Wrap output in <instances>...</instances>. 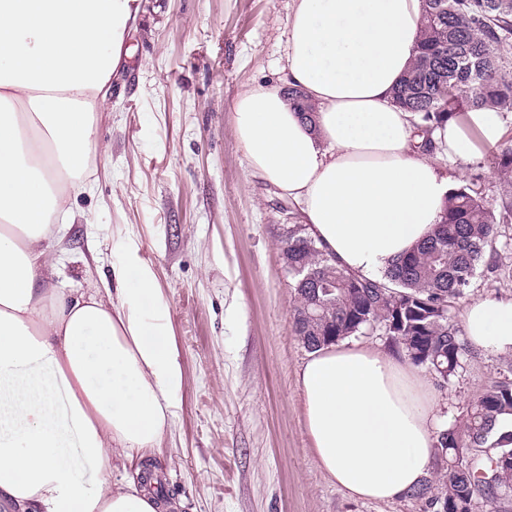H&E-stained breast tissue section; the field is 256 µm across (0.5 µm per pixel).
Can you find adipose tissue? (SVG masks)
<instances>
[{
  "mask_svg": "<svg viewBox=\"0 0 512 512\" xmlns=\"http://www.w3.org/2000/svg\"><path fill=\"white\" fill-rule=\"evenodd\" d=\"M421 0H293L282 70L317 110L276 87L245 90L234 133L252 176L297 202L338 264L383 280L441 220L452 179L415 152L392 91L418 55ZM140 0H0V501L19 512H169L145 482L181 404L170 306L134 243L116 244L105 294L51 286L53 243L75 218L110 83L131 52ZM502 113L433 137L469 162L502 139ZM480 355H512V300L462 314ZM312 451L346 496L387 502L435 472L434 390L394 356L355 343L313 350L298 377Z\"/></svg>",
  "mask_w": 512,
  "mask_h": 512,
  "instance_id": "adipose-tissue-1",
  "label": "adipose tissue"
}]
</instances>
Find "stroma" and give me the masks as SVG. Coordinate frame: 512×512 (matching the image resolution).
Instances as JSON below:
<instances>
[{
    "label": "stroma",
    "mask_w": 512,
    "mask_h": 512,
    "mask_svg": "<svg viewBox=\"0 0 512 512\" xmlns=\"http://www.w3.org/2000/svg\"><path fill=\"white\" fill-rule=\"evenodd\" d=\"M289 4L141 0L132 56L95 131L104 151L75 202L97 221L54 244V281L84 291L111 280L121 238L155 271L183 370L181 408L153 457L174 512H427L406 496L347 497L311 452L297 387L308 351L292 331L280 239L300 214L251 175L231 110L245 89L282 85ZM496 248L454 324L470 301L512 299V224ZM511 371L508 357L471 354L438 390L442 427Z\"/></svg>",
    "instance_id": "obj_1"
}]
</instances>
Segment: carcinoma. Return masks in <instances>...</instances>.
Listing matches in <instances>:
<instances>
[{
    "instance_id": "cac0c4a2",
    "label": "carcinoma",
    "mask_w": 512,
    "mask_h": 512,
    "mask_svg": "<svg viewBox=\"0 0 512 512\" xmlns=\"http://www.w3.org/2000/svg\"><path fill=\"white\" fill-rule=\"evenodd\" d=\"M419 54L394 91L398 105L419 118L420 147L435 150L431 132L473 110L512 112V0H422ZM506 185L494 202L476 184L450 192L432 237L392 264L386 282L338 267L308 234L288 224L282 251L294 275L295 335L313 350L380 327L417 366L445 383L457 374L467 346L449 315L472 285L478 266L495 263L498 226L512 223V145L493 155ZM512 415V382L476 395L461 418L436 440L432 479L412 492L436 512H474L482 500L493 512L512 506V433L497 434Z\"/></svg>"
}]
</instances>
